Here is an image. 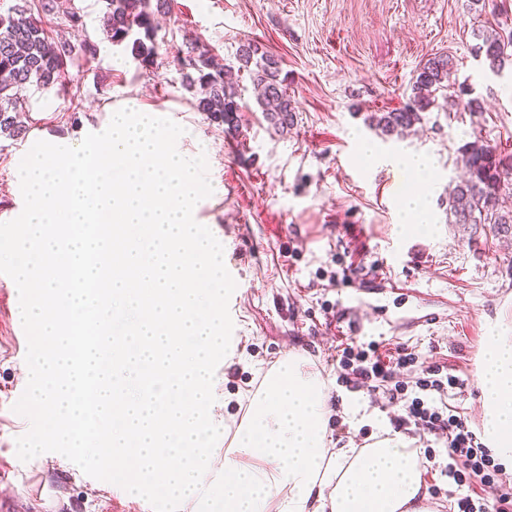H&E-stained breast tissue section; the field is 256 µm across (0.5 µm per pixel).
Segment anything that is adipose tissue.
I'll return each mask as SVG.
<instances>
[{"mask_svg":"<svg viewBox=\"0 0 512 512\" xmlns=\"http://www.w3.org/2000/svg\"><path fill=\"white\" fill-rule=\"evenodd\" d=\"M186 136L129 98L79 140L37 136L14 166L0 266L37 336L28 383L47 436L73 463L106 460L136 499L214 512H428L417 449L396 437L328 447L327 383L299 353L256 389L225 395L244 410L238 423L213 422L212 360L232 361L236 339L224 259L195 220L206 181ZM101 322L105 340L89 344ZM478 384L483 432L512 463V338L489 336Z\"/></svg>","mask_w":512,"mask_h":512,"instance_id":"ef3b65f1","label":"adipose tissue"}]
</instances>
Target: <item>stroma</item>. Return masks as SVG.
I'll list each match as a JSON object with an SVG mask.
<instances>
[{
    "instance_id": "obj_1",
    "label": "stroma",
    "mask_w": 512,
    "mask_h": 512,
    "mask_svg": "<svg viewBox=\"0 0 512 512\" xmlns=\"http://www.w3.org/2000/svg\"><path fill=\"white\" fill-rule=\"evenodd\" d=\"M100 0H56L44 18L51 38L95 43L94 60L68 63L66 90L26 87L31 136L78 139L102 119L105 105L135 97L170 112L189 132L184 147L206 172L200 227H213L225 266L234 270L238 358L216 359V394L256 389L284 354H302L327 382L332 448H362L393 436L400 409L386 387L355 389L337 380L331 329L336 312L362 315L365 340L384 352L404 346L417 365L399 371L414 384L424 366L455 376L445 396L474 432L482 430L477 382L490 329L512 336V234L448 221V185L461 167L458 149L483 137L512 153V68L493 74L472 47L487 13L482 0H171L159 15L152 66L101 34ZM83 27L72 30L71 13ZM193 34L215 58L235 65L241 41L276 55L288 74L297 120L287 131L263 118L248 75H241L238 130L197 112L177 65ZM450 56L457 84L469 86L483 111L441 103L417 131L389 137L370 128L373 112L401 107L418 68ZM372 145L374 157L364 155ZM424 155L427 178L414 185L432 232L402 229L398 214L406 178L397 157ZM9 270L0 269V500L13 512H189L179 503L131 501L108 473L91 477L57 456H35L39 419L27 385L30 326L15 315ZM444 450L425 473L431 512H457L460 490L443 472Z\"/></svg>"
}]
</instances>
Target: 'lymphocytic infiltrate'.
<instances>
[{
    "label": "lymphocytic infiltrate",
    "mask_w": 512,
    "mask_h": 512,
    "mask_svg": "<svg viewBox=\"0 0 512 512\" xmlns=\"http://www.w3.org/2000/svg\"><path fill=\"white\" fill-rule=\"evenodd\" d=\"M336 360L341 370L354 375L358 386L389 383L390 401L403 409L402 415L393 420L395 427L412 424L444 440L449 478L472 489L471 494L458 500V512H512V487L507 484L505 466L448 403H436L435 394L445 391L439 368H422L415 384L407 385L398 380L397 372L414 365V353L382 355L376 340L347 342Z\"/></svg>",
    "instance_id": "obj_1"
}]
</instances>
